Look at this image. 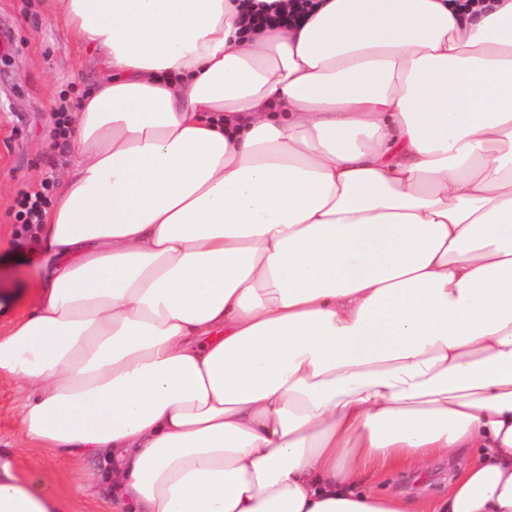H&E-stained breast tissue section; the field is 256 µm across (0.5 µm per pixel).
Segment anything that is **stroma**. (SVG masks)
<instances>
[{
  "label": "stroma",
  "instance_id": "obj_1",
  "mask_svg": "<svg viewBox=\"0 0 512 512\" xmlns=\"http://www.w3.org/2000/svg\"><path fill=\"white\" fill-rule=\"evenodd\" d=\"M51 9L50 0H0V33L10 38L0 61V280L14 287L29 284L44 259L19 235L15 200L19 192L39 188L46 174L61 175L71 143L59 136L54 109L63 100L77 105L99 77L89 55L51 21ZM22 396L13 379H0V442L12 446L19 472L52 485L70 512H113L102 480L79 487L72 471L52 464L50 450L18 439ZM463 461L460 455L434 460L420 476L391 472L375 487L383 493H435Z\"/></svg>",
  "mask_w": 512,
  "mask_h": 512
}]
</instances>
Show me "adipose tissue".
<instances>
[{"instance_id": "1", "label": "adipose tissue", "mask_w": 512, "mask_h": 512, "mask_svg": "<svg viewBox=\"0 0 512 512\" xmlns=\"http://www.w3.org/2000/svg\"><path fill=\"white\" fill-rule=\"evenodd\" d=\"M243 2L53 0L103 77L0 289L20 440L127 512H512V0ZM0 512L67 508L0 448ZM465 457L451 455L434 460L422 476L407 471L390 472L379 479L375 487L383 493L426 494L440 491L448 484L449 475L464 463Z\"/></svg>"}]
</instances>
